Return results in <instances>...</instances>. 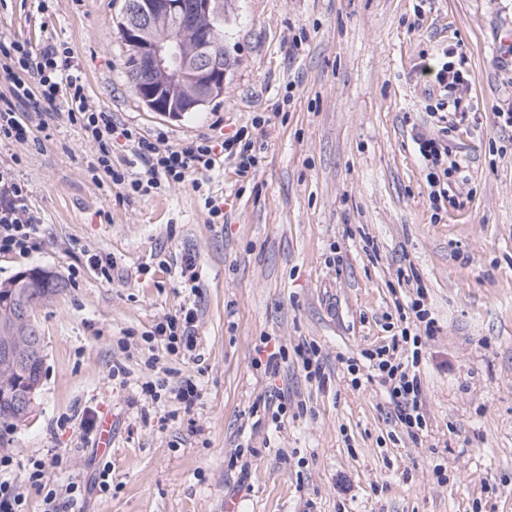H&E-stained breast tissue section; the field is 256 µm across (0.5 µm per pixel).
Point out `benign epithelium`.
<instances>
[{
	"label": "benign epithelium",
	"mask_w": 512,
	"mask_h": 512,
	"mask_svg": "<svg viewBox=\"0 0 512 512\" xmlns=\"http://www.w3.org/2000/svg\"><path fill=\"white\" fill-rule=\"evenodd\" d=\"M214 8V0H126L119 29L142 61V72L133 84L149 110L180 118L224 96L228 58L217 48L215 27L195 21L210 18ZM36 311L37 307L23 303L18 315L0 317L1 366L17 364L24 350L28 362L44 361L42 336L28 335ZM35 391L34 386L4 388L0 400L11 401L26 414Z\"/></svg>",
	"instance_id": "7a95c632"
}]
</instances>
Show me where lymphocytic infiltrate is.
<instances>
[{
    "label": "lymphocytic infiltrate",
    "mask_w": 512,
    "mask_h": 512,
    "mask_svg": "<svg viewBox=\"0 0 512 512\" xmlns=\"http://www.w3.org/2000/svg\"><path fill=\"white\" fill-rule=\"evenodd\" d=\"M0 71L11 80L8 91L0 94V141L29 139L30 128L18 113L21 105H32L40 114L65 117L80 127L84 139L95 150L91 166L94 178L109 177L111 183L129 186L132 192L157 187L164 180L181 183L188 177L209 172L216 164L215 153L219 150L225 158L236 161L239 172H248L256 165L253 143L240 131L218 146L204 139L169 148L162 146L160 139L120 127L111 113L89 105L79 64L69 51L53 44L36 49L0 36ZM425 73L446 92L457 122L473 119L469 82L462 71L446 62L437 69L426 68ZM120 137L128 142L146 172L145 177H133L113 168L112 145ZM415 142L425 164L429 202L434 209H442L448 200L443 182L459 171L451 160L453 148L444 139L423 133L417 134ZM27 198V187L17 179L12 166H0V255H24L38 246L41 228ZM409 310L415 327H403L398 335L392 336L390 344L361 350L358 357L347 358L346 365L352 387H360L366 380L381 381L397 420L414 436L426 425L422 412L420 335L432 333L435 320L420 300H412ZM196 322L195 310L188 308L158 322L142 339L148 347L160 344L168 354L184 356L196 349Z\"/></svg>",
    "instance_id": "lymphocytic-infiltrate-1"
}]
</instances>
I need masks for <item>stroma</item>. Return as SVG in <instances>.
Here are the masks:
<instances>
[{"label":"stroma","instance_id":"1","mask_svg":"<svg viewBox=\"0 0 512 512\" xmlns=\"http://www.w3.org/2000/svg\"><path fill=\"white\" fill-rule=\"evenodd\" d=\"M123 0H0V34L67 48L89 104L178 146L246 129L257 164L218 162L199 183L131 193L97 187L79 126L33 110L25 142L0 143L40 219L26 256L0 255V282L33 268L63 283L38 310L44 363L23 426L0 422V479L42 512L30 459L61 455L50 483L79 481L74 512H512V0H222L223 97L171 119L128 78L117 28ZM453 61L480 124L453 132L457 202L433 219L414 132L427 118L421 65ZM228 215L224 224L210 211ZM110 257L98 279L89 255ZM196 287L185 284V258ZM412 269L435 320L422 339L427 427L411 438L384 390L352 388L345 358L387 343ZM197 311L195 357L141 339L182 308ZM289 349L274 381L253 365L260 337ZM316 343L325 385L295 349ZM123 363L126 377L112 375ZM172 368L200 400L154 402L144 382ZM287 405L268 421L264 394ZM108 416L112 444L85 434L83 411ZM247 469L231 460L243 438ZM110 466L112 485L94 484Z\"/></svg>","mask_w":512,"mask_h":512}]
</instances>
